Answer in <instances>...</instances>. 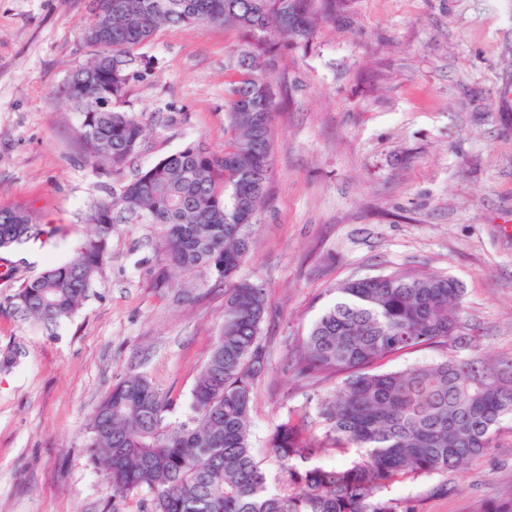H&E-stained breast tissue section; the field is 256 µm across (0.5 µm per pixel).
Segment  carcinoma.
Wrapping results in <instances>:
<instances>
[{
    "label": "carcinoma",
    "instance_id": "cac0c4a2",
    "mask_svg": "<svg viewBox=\"0 0 512 512\" xmlns=\"http://www.w3.org/2000/svg\"><path fill=\"white\" fill-rule=\"evenodd\" d=\"M350 0H91L81 33L90 61L72 72L82 88L65 98L79 118L83 160L92 170L123 171L146 130L120 106L130 79L146 66L141 47L160 31L233 26L242 38L225 117L229 139L214 153L199 142L160 158L89 215L92 233L73 255L36 274L0 273L15 291L5 308L45 325L70 318L103 277L114 224L159 231L156 280L199 274L230 283L224 324L191 391L185 419L147 376L129 373L91 413L86 447L114 491L146 487L152 512H410L384 491L422 474L446 473L485 455L512 418V363L490 365L449 355L435 364L381 371L398 353L451 338L467 347L460 319L463 288L440 275L388 274L335 288L292 357L297 377L336 380L317 403L324 432L288 417L269 437L285 487L271 490L251 448L254 380L266 366L260 327L265 288L233 280L249 250L272 169L273 75L280 50L308 42L317 16L334 19ZM30 212L0 205V252L54 233ZM353 448L345 467L321 462Z\"/></svg>",
    "mask_w": 512,
    "mask_h": 512
}]
</instances>
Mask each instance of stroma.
<instances>
[{"label": "stroma", "instance_id": "35a3bbf8", "mask_svg": "<svg viewBox=\"0 0 512 512\" xmlns=\"http://www.w3.org/2000/svg\"><path fill=\"white\" fill-rule=\"evenodd\" d=\"M89 0H0V204L59 224L9 252L38 271L90 232L105 187L191 142L223 151L241 38L231 27L170 28L143 46L147 71L124 110L151 120L131 168L82 161L78 117L57 96L86 64ZM267 204L241 278L263 283L268 362L253 385L252 453L270 488L281 467L267 440L288 416L323 426V382L286 364L337 284L396 270L435 273L464 290L468 354L512 358V0H350L283 50ZM158 231L116 225L105 274L74 315L46 330L0 310V512H148L152 493L113 491L84 446L89 416L126 374L148 376L183 419L224 322L225 285L157 287ZM415 512H494L512 502V420L467 466L392 485Z\"/></svg>", "mask_w": 512, "mask_h": 512}]
</instances>
